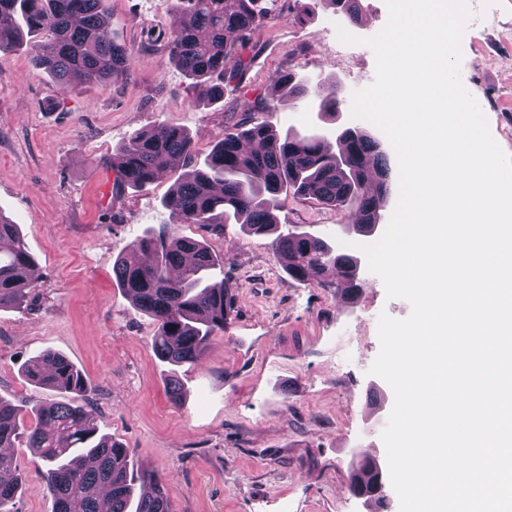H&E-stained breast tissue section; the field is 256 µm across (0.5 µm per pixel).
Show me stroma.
Segmentation results:
<instances>
[{
  "instance_id": "obj_1",
  "label": "stroma",
  "mask_w": 512,
  "mask_h": 512,
  "mask_svg": "<svg viewBox=\"0 0 512 512\" xmlns=\"http://www.w3.org/2000/svg\"><path fill=\"white\" fill-rule=\"evenodd\" d=\"M461 43V79L500 148L512 155V0L483 8ZM174 0H111L108 36L125 45L130 74L109 86L87 82L63 91L32 69L26 49L0 50V216L18 224L34 258L39 297L27 309L0 310V399L20 407L51 400L23 375L43 350L67 356L92 389L88 409L99 435L130 452L139 471L158 474L175 512H399L395 490L363 504L349 489L353 456H379L394 405L370 374L380 351V313L409 316L408 301L386 296L366 273L354 298L289 278L271 236L181 225L205 242L235 289L223 333L197 363L179 368L183 395L171 400L167 364L151 350L155 324L118 287L115 258L171 217L163 206L179 174L203 163L225 128L257 99L269 102L279 133L328 137L352 124V95L373 83L375 55L365 43L386 25L385 0H361L357 22L322 0H286L256 32L252 63L238 89L207 103L148 32L169 27ZM355 36L341 42L338 29ZM289 70L311 85L331 84L337 110L294 103L272 92ZM168 121L195 144L143 189H117L109 165L134 133ZM281 228L297 227L350 247V208L334 210L286 197ZM23 487L16 512H54L43 490L44 466L24 441L10 451Z\"/></svg>"
}]
</instances>
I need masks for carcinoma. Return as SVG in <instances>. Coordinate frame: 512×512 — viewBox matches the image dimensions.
Returning a JSON list of instances; mask_svg holds the SVG:
<instances>
[{
	"label": "carcinoma",
	"mask_w": 512,
	"mask_h": 512,
	"mask_svg": "<svg viewBox=\"0 0 512 512\" xmlns=\"http://www.w3.org/2000/svg\"><path fill=\"white\" fill-rule=\"evenodd\" d=\"M111 0H0V49L31 38L30 62L75 87L86 81L102 85L129 74L132 58L108 39ZM349 21L359 0H325ZM278 8V0H175L172 21L160 46L212 103L249 69L243 51L256 31ZM275 86L297 99L315 93L320 109H336V89L317 91L293 72L276 77ZM271 107L260 103L241 122L224 128L203 164L180 175L163 201L173 218L153 234L133 241L112 265L116 283L155 322L151 348L171 367L199 361L212 337L224 331L234 309L233 286L216 281L219 260L206 243L180 235L182 224L224 227L234 219L253 235L276 229L275 211L288 193L334 208L353 205L356 232H374L389 195L384 176L388 157L365 130L343 131L341 147L322 135H277L268 120ZM193 142L181 127L159 123L133 134L112 156L116 184L144 188L174 158L189 159ZM0 308L32 305L33 260L18 227L0 216ZM271 250L288 276L319 288L356 292L365 284L360 256L342 252L308 232L287 231L271 241ZM27 379L55 393V399L31 408L26 424L22 409L0 400V448L25 439L46 468L44 491L54 512H173L158 476H137L126 448L97 436L87 410L91 393L82 370L65 356L43 352L25 367ZM11 457L0 453V512H14L19 479ZM353 494L383 499L385 474L373 459L351 465Z\"/></svg>",
	"instance_id": "obj_1"
}]
</instances>
